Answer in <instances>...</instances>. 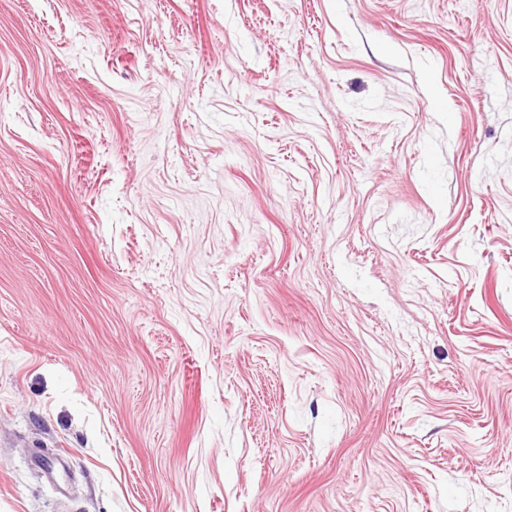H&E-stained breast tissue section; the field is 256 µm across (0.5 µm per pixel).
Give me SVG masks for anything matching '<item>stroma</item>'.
<instances>
[{
    "label": "stroma",
    "mask_w": 512,
    "mask_h": 512,
    "mask_svg": "<svg viewBox=\"0 0 512 512\" xmlns=\"http://www.w3.org/2000/svg\"><path fill=\"white\" fill-rule=\"evenodd\" d=\"M0 512H512V0H0Z\"/></svg>",
    "instance_id": "obj_1"
}]
</instances>
